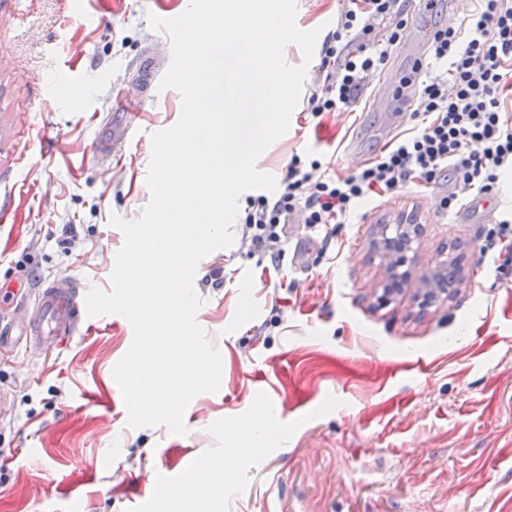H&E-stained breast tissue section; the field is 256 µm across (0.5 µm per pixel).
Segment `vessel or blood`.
<instances>
[{"label":"vessel or blood","instance_id":"obj_1","mask_svg":"<svg viewBox=\"0 0 512 512\" xmlns=\"http://www.w3.org/2000/svg\"><path fill=\"white\" fill-rule=\"evenodd\" d=\"M166 58L153 61V69L135 80L132 92L125 99L144 105L155 101L160 93L159 71ZM138 113L129 112L121 127L107 138L99 139L91 157L93 164L116 160L124 154L138 128ZM88 289L80 279L63 277L39 288L33 302L19 301L16 312L0 321V352L23 349L33 358H43L64 349L92 318L86 310Z\"/></svg>","mask_w":512,"mask_h":512}]
</instances>
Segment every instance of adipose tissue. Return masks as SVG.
<instances>
[{
	"mask_svg": "<svg viewBox=\"0 0 512 512\" xmlns=\"http://www.w3.org/2000/svg\"><path fill=\"white\" fill-rule=\"evenodd\" d=\"M276 430L269 413H262L250 424L224 425V455L208 459L205 480L195 481L169 492L159 504L161 512H219L224 477L247 454H257Z\"/></svg>",
	"mask_w": 512,
	"mask_h": 512,
	"instance_id": "adipose-tissue-1",
	"label": "adipose tissue"
}]
</instances>
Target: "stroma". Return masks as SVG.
I'll return each mask as SVG.
<instances>
[{
	"instance_id": "1",
	"label": "stroma",
	"mask_w": 512,
	"mask_h": 512,
	"mask_svg": "<svg viewBox=\"0 0 512 512\" xmlns=\"http://www.w3.org/2000/svg\"><path fill=\"white\" fill-rule=\"evenodd\" d=\"M190 0H0V316L18 288L71 275L109 289L123 233L138 219L155 133L181 98L145 105L123 160L97 168L94 114L124 111L118 90L149 63V15L179 16ZM344 0H296L299 29L336 28ZM364 90L351 112L316 120L295 108L288 131L258 159L283 180L293 156L349 175L373 158L387 116ZM447 182L363 200L327 237L288 236L281 267L232 246L197 264L196 319L222 356L217 392L192 399L185 434L132 428L113 369L133 340L122 315L95 317L67 349L34 361L0 355V512H156L159 480L178 487L201 459L224 453V423L274 412L277 437L224 479L223 512H512V262L486 266L494 219L512 210L502 176L477 213L448 215ZM423 232L402 295L377 306L381 227ZM465 281L423 308L414 296L449 243Z\"/></svg>"
}]
</instances>
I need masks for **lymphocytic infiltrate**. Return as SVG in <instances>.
<instances>
[{
	"label": "lymphocytic infiltrate",
	"mask_w": 512,
	"mask_h": 512,
	"mask_svg": "<svg viewBox=\"0 0 512 512\" xmlns=\"http://www.w3.org/2000/svg\"><path fill=\"white\" fill-rule=\"evenodd\" d=\"M406 28L401 0H347L324 44L322 80L307 111L318 118L351 109ZM433 64L445 65V77L431 75ZM405 84L416 126L356 174L318 176L293 158L277 195L259 198L246 213L242 243L250 252L277 266L289 225L317 232L344 223L370 194L450 175L482 195L512 172V0H474L467 16L437 25L427 65H413Z\"/></svg>",
	"instance_id": "obj_1"
}]
</instances>
